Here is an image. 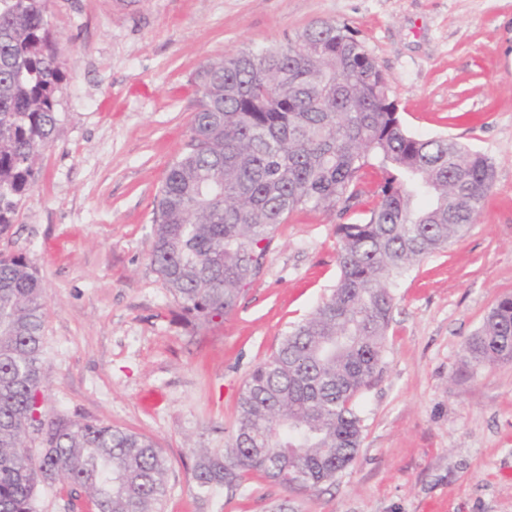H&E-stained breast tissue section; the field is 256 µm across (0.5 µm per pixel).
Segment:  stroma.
Here are the masks:
<instances>
[{"label": "stroma", "instance_id": "stroma-1", "mask_svg": "<svg viewBox=\"0 0 512 512\" xmlns=\"http://www.w3.org/2000/svg\"><path fill=\"white\" fill-rule=\"evenodd\" d=\"M64 79L0 252L47 293L43 409L144 434L168 459L163 512H512V360L462 348L512 295V0H47ZM355 31L404 126L492 161L469 232L395 289L381 372L350 466L316 490L257 476L197 496L195 451L231 442L252 369L338 281L336 219L280 225L223 323L185 318L150 260L155 198L183 151L199 66L319 22Z\"/></svg>", "mask_w": 512, "mask_h": 512}]
</instances>
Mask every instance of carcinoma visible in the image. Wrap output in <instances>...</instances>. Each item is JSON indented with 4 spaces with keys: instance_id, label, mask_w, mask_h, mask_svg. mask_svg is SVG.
<instances>
[{
    "instance_id": "cac0c4a2",
    "label": "carcinoma",
    "mask_w": 512,
    "mask_h": 512,
    "mask_svg": "<svg viewBox=\"0 0 512 512\" xmlns=\"http://www.w3.org/2000/svg\"><path fill=\"white\" fill-rule=\"evenodd\" d=\"M63 80L46 0H0V235L36 180L58 123ZM186 150L156 200L151 264L186 316L224 320L259 276L275 233L301 210L336 215L330 296L249 373L223 450L196 451L198 494L255 473L317 489L353 461L359 398L380 372L394 288L463 237L494 182L486 156L410 133L356 32L326 21L284 43L246 45L196 72ZM42 279L23 253L0 254V512H37L59 481L72 507L162 512L166 457L118 426L47 417ZM470 365L512 359V297L466 342Z\"/></svg>"
}]
</instances>
